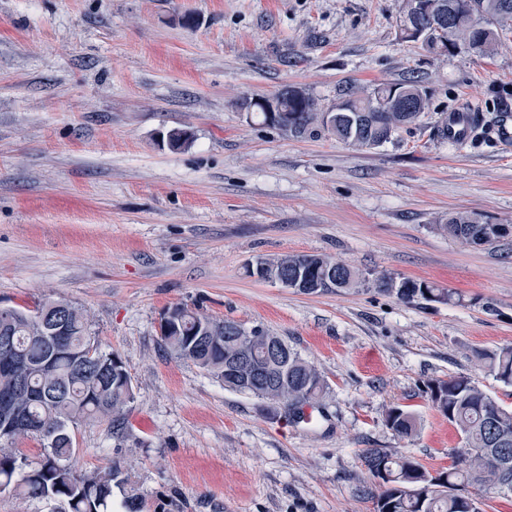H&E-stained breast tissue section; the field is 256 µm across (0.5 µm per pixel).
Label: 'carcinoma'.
Returning a JSON list of instances; mask_svg holds the SVG:
<instances>
[{"label":"carcinoma","mask_w":512,"mask_h":512,"mask_svg":"<svg viewBox=\"0 0 512 512\" xmlns=\"http://www.w3.org/2000/svg\"><path fill=\"white\" fill-rule=\"evenodd\" d=\"M431 14L425 0H402L400 35L421 44L429 54L443 56L460 47L479 56L493 51L498 30L512 25V0H435ZM273 114L261 100L245 99L240 108L262 118V123L296 138L334 136L359 149L391 141L400 130L415 124L428 108L421 80L409 76L372 89L359 86L340 91L324 119L315 100L299 86L288 87L270 99ZM186 129L167 133L168 146L179 150L189 144ZM441 228L465 243L493 245L509 237L473 213L448 218ZM260 276L304 274L312 288L305 294L343 292L371 286L406 304L419 299L446 303L451 294L424 281L396 278L387 273L367 277L352 266L327 255L293 254L261 258ZM0 319V339L22 360L15 368L0 363V423L14 413L21 427L4 436H30L47 442L41 457L0 454V492L10 490L24 498L57 505L55 512H112L113 489L128 482L114 464L92 473L75 466L76 442L71 427L83 420H106L123 426L134 400L132 378L116 353H105L91 336L86 311L64 300L32 309L10 307ZM161 320L160 339L177 358L191 362L224 383L231 391L268 401L283 408L291 419L322 397L326 388L321 373L288 348V369L268 356L266 342L232 320H217L177 304ZM497 380L512 384V346L483 354ZM24 381L29 393L15 391ZM432 407L456 427L461 441L453 450L455 461L447 471L431 474L413 457L396 450L366 448L361 457L378 483L375 512H481L479 503L465 494L469 486L512 497V409L502 407L469 376L432 380L426 385ZM386 425L399 439L418 431V418L392 406Z\"/></svg>","instance_id":"cac0c4a2"}]
</instances>
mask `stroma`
I'll use <instances>...</instances> for the list:
<instances>
[{
    "mask_svg": "<svg viewBox=\"0 0 512 512\" xmlns=\"http://www.w3.org/2000/svg\"><path fill=\"white\" fill-rule=\"evenodd\" d=\"M402 0H0V308L67 300L135 388L125 428L74 426L76 466L120 464L114 512H374L360 454L396 448L436 473L455 427L425 385L466 375L504 408L482 353L512 346V238L441 229L475 212L512 224V28L489 55L438 57L400 39ZM422 79L429 107L376 148L294 138L240 109L304 87ZM488 129L463 145L450 112ZM193 133L169 149L167 131ZM326 254L458 295L407 305L372 288L303 294L248 262ZM184 304L281 336L321 372L307 418L224 389L159 338ZM419 430L397 439L389 407ZM482 116L476 112L462 110L448 116V141L464 140L472 128L481 123Z\"/></svg>",
    "mask_w": 512,
    "mask_h": 512,
    "instance_id": "obj_1",
    "label": "stroma"
}]
</instances>
